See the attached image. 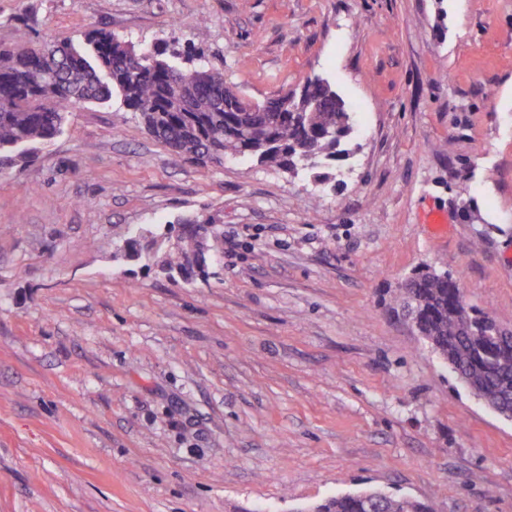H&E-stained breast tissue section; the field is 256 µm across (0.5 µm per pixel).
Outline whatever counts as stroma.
I'll list each match as a JSON object with an SVG mask.
<instances>
[{
	"label": "stroma",
	"mask_w": 512,
	"mask_h": 512,
	"mask_svg": "<svg viewBox=\"0 0 512 512\" xmlns=\"http://www.w3.org/2000/svg\"><path fill=\"white\" fill-rule=\"evenodd\" d=\"M96 29L194 41L258 101L323 76L354 152L325 184L192 165L115 102L0 169V512H308L368 487L512 512V421L396 302L429 266L512 326V0H0L3 45ZM196 214L207 281L116 261Z\"/></svg>",
	"instance_id": "1"
}]
</instances>
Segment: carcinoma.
Segmentation results:
<instances>
[{
    "instance_id": "cac0c4a2",
    "label": "carcinoma",
    "mask_w": 512,
    "mask_h": 512,
    "mask_svg": "<svg viewBox=\"0 0 512 512\" xmlns=\"http://www.w3.org/2000/svg\"><path fill=\"white\" fill-rule=\"evenodd\" d=\"M84 41L88 57L70 37L44 46H0L1 165L22 162L55 139L74 106L114 98L151 137L192 163H221L231 155L295 172L333 167L350 156L355 112L322 76L264 102H245L224 97V73L191 43L169 49L159 40L136 44L103 30L85 33ZM212 235L211 221L195 215L143 227L123 237L119 251L132 266L194 285L209 273L214 252L199 251V243ZM402 302L434 353L470 374L473 387L497 407L512 409V342L475 334L484 312L464 300L452 274H414L402 288ZM312 512L437 510L376 490L338 495Z\"/></svg>"
}]
</instances>
